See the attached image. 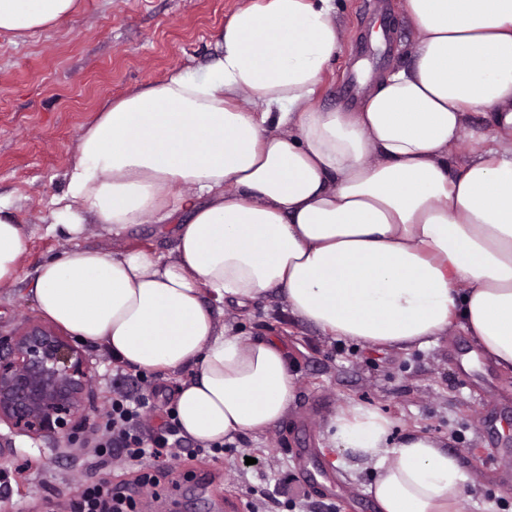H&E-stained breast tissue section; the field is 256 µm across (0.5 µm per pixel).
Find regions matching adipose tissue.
Listing matches in <instances>:
<instances>
[{
	"label": "adipose tissue",
	"instance_id": "ef3b65f1",
	"mask_svg": "<svg viewBox=\"0 0 512 512\" xmlns=\"http://www.w3.org/2000/svg\"><path fill=\"white\" fill-rule=\"evenodd\" d=\"M79 0H0L23 42ZM410 65L387 70L351 112L311 108L340 49L334 0H255L215 32V58L104 101L82 127L54 224L112 236L174 229L161 253L73 244L40 264L31 294L61 331L145 373L187 368L181 431L207 446L284 418L296 377L274 337L219 325L270 291L336 339L425 346L456 325L512 371V0H404ZM494 136L465 145L470 114ZM27 234L0 200V287ZM349 404L333 447L374 469L378 512H460L467 479L420 430Z\"/></svg>",
	"mask_w": 512,
	"mask_h": 512
}]
</instances>
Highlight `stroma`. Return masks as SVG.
<instances>
[{
    "mask_svg": "<svg viewBox=\"0 0 512 512\" xmlns=\"http://www.w3.org/2000/svg\"><path fill=\"white\" fill-rule=\"evenodd\" d=\"M254 0H80L79 10L26 42L0 36V197L10 200L24 223L27 245L20 272L0 288V335L11 336L42 322L30 293L35 268L60 257L70 243L50 231L53 197L66 190L65 173L78 133L99 106L148 80L211 62L212 34ZM403 0H337L342 47L332 61L315 109L351 111L368 84L349 85L354 72L371 81L395 64H410L414 31ZM81 245L114 251L147 248L169 252L171 229L140 224L115 238L99 225H86ZM219 324L245 336H275L288 346L297 392L286 418L265 433L246 436L223 452L190 451L170 459L157 486L145 490L139 512H225L232 500L253 512H376L367 491L370 471L330 464L322 453L323 423L339 406L356 402L392 421L391 436L420 428L446 441L470 475L461 512H512V374L476 358L475 346L459 328L435 344L378 349L334 340L293 317L273 293L250 311L225 310ZM94 378L76 440L53 435L30 438L0 425V512H71L78 487L99 479L134 481L136 470L114 461L92 465L87 440L92 423L112 400V357L84 344ZM259 457L246 469L242 454Z\"/></svg>",
    "mask_w": 512,
    "mask_h": 512,
    "instance_id": "stroma-1",
    "label": "stroma"
}]
</instances>
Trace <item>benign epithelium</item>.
Listing matches in <instances>:
<instances>
[{
    "instance_id": "obj_1",
    "label": "benign epithelium",
    "mask_w": 512,
    "mask_h": 512,
    "mask_svg": "<svg viewBox=\"0 0 512 512\" xmlns=\"http://www.w3.org/2000/svg\"><path fill=\"white\" fill-rule=\"evenodd\" d=\"M91 370L82 349L54 328L30 324L0 336V422L17 434L74 439Z\"/></svg>"
}]
</instances>
